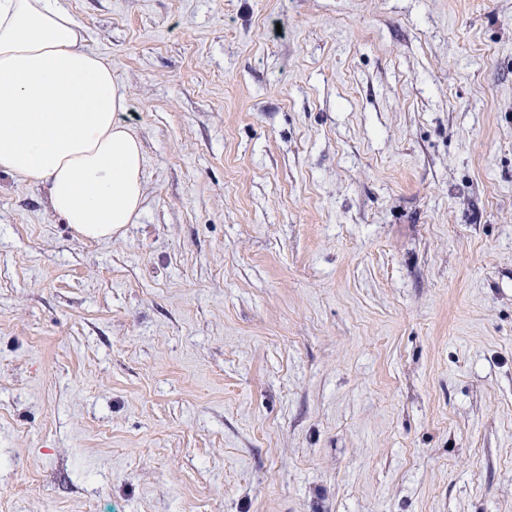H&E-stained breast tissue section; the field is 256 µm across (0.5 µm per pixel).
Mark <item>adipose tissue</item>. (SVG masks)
Wrapping results in <instances>:
<instances>
[{
  "label": "adipose tissue",
  "mask_w": 512,
  "mask_h": 512,
  "mask_svg": "<svg viewBox=\"0 0 512 512\" xmlns=\"http://www.w3.org/2000/svg\"><path fill=\"white\" fill-rule=\"evenodd\" d=\"M127 100L60 0H0V173L36 181L82 238L135 223L144 157Z\"/></svg>",
  "instance_id": "obj_1"
}]
</instances>
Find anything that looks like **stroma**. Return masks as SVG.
Returning a JSON list of instances; mask_svg holds the SVG:
<instances>
[{"mask_svg": "<svg viewBox=\"0 0 512 512\" xmlns=\"http://www.w3.org/2000/svg\"><path fill=\"white\" fill-rule=\"evenodd\" d=\"M123 237L0 174V512H512V0H61Z\"/></svg>", "mask_w": 512, "mask_h": 512, "instance_id": "obj_1", "label": "stroma"}]
</instances>
